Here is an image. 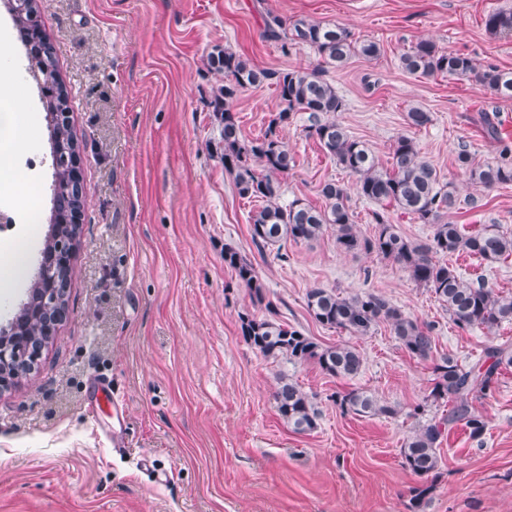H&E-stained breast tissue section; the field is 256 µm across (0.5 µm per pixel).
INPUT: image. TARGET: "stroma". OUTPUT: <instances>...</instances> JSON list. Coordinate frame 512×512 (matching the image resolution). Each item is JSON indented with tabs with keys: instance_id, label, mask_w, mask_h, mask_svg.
Returning a JSON list of instances; mask_svg holds the SVG:
<instances>
[{
	"instance_id": "obj_1",
	"label": "stroma",
	"mask_w": 512,
	"mask_h": 512,
	"mask_svg": "<svg viewBox=\"0 0 512 512\" xmlns=\"http://www.w3.org/2000/svg\"><path fill=\"white\" fill-rule=\"evenodd\" d=\"M288 20L339 22L355 38L377 42L378 57L329 69L344 98L338 118L387 165L394 140L412 138L457 197L482 196L478 210L449 219L471 231L494 224L512 235V183L484 189L458 166L460 146L488 163L496 145L483 118L499 117L512 142V100L465 79L419 78L400 55L428 39L482 67L512 70V35L484 27L512 0H39L40 22L69 95L80 145L85 205L67 293L69 315L37 368L0 393V512H409L419 479L399 449L416 427L406 409L423 402L433 363L408 354L387 325L365 336L329 329L306 307L315 287L343 295L374 291L406 315L431 324L438 354L467 364L488 344L512 348V323L494 333L460 329L425 288L396 263L346 253L332 233L288 244L287 261L258 253L249 234L251 203L211 154L219 138L208 101L223 74L209 70L213 46L230 47L261 68H311L310 49L282 53L263 35L260 12ZM0 66L13 72L33 122L28 153L16 166L31 183L41 224L22 221V198L0 204L14 217L0 250L26 239L24 276L0 295V316L16 312L37 272L53 197L52 128L25 47L0 2ZM279 100L274 86L235 103L242 133L264 130ZM419 106L432 122L415 129ZM305 116L281 135L296 157L282 180V201L320 204L319 186L353 184L307 137ZM251 259L281 320L324 345L347 343L364 359L354 379L331 377L312 362L265 358L243 339L239 317L263 315L224 265V248ZM453 265L512 294V257L488 264L460 255ZM315 395L313 432H293L273 398L278 373ZM359 387L402 414L359 417L332 394ZM482 436L454 424L441 449L442 478L425 512H512V366L494 397L477 405Z\"/></svg>"
}]
</instances>
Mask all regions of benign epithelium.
<instances>
[{
    "label": "benign epithelium",
    "instance_id": "7a95c632",
    "mask_svg": "<svg viewBox=\"0 0 512 512\" xmlns=\"http://www.w3.org/2000/svg\"><path fill=\"white\" fill-rule=\"evenodd\" d=\"M34 54L43 57L47 38L40 29L21 33ZM55 160L68 168L69 189L81 191L80 154L55 156ZM83 208L53 213L50 219V235L41 253L36 276L39 285L37 301L23 303L14 315L0 319V392L12 387L23 373L34 368L43 346L55 335L56 327L66 318L68 307L65 299L75 250L80 236ZM37 320L43 324V334L32 335L23 331V323Z\"/></svg>",
    "mask_w": 512,
    "mask_h": 512
}]
</instances>
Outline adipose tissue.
<instances>
[{"instance_id": "1", "label": "adipose tissue", "mask_w": 512, "mask_h": 512, "mask_svg": "<svg viewBox=\"0 0 512 512\" xmlns=\"http://www.w3.org/2000/svg\"><path fill=\"white\" fill-rule=\"evenodd\" d=\"M8 88L6 96H0V192H14V159L28 143V135L21 118L26 110L22 92L16 88L10 72L0 71V89Z\"/></svg>"}]
</instances>
